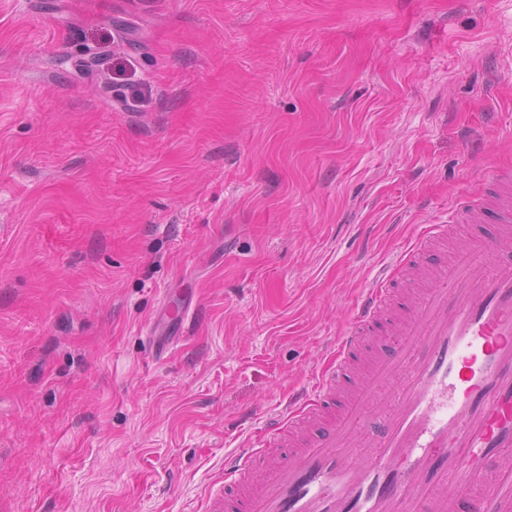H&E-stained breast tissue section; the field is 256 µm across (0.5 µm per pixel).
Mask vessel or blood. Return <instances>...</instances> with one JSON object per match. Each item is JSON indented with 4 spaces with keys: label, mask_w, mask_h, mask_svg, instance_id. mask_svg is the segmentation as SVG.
<instances>
[{
    "label": "vessel or blood",
    "mask_w": 512,
    "mask_h": 512,
    "mask_svg": "<svg viewBox=\"0 0 512 512\" xmlns=\"http://www.w3.org/2000/svg\"><path fill=\"white\" fill-rule=\"evenodd\" d=\"M365 289L331 365L226 454L209 512H512V169ZM489 234L435 260L459 225Z\"/></svg>",
    "instance_id": "1"
}]
</instances>
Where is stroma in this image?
I'll use <instances>...</instances> for the list:
<instances>
[{"label": "stroma", "instance_id": "1", "mask_svg": "<svg viewBox=\"0 0 512 512\" xmlns=\"http://www.w3.org/2000/svg\"><path fill=\"white\" fill-rule=\"evenodd\" d=\"M498 167L512 0H0V512H207Z\"/></svg>", "mask_w": 512, "mask_h": 512}]
</instances>
